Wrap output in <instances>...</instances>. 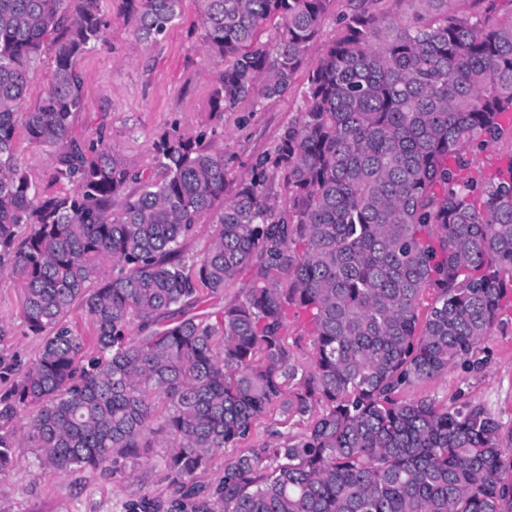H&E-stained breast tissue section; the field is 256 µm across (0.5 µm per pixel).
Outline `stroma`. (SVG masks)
<instances>
[{
    "label": "stroma",
    "mask_w": 512,
    "mask_h": 512,
    "mask_svg": "<svg viewBox=\"0 0 512 512\" xmlns=\"http://www.w3.org/2000/svg\"><path fill=\"white\" fill-rule=\"evenodd\" d=\"M105 21V40L77 62L84 77L85 107L75 114L73 127L81 138L105 131L127 164L146 172L155 168L152 144L156 136L178 123L189 136L223 123L224 135L215 145L228 161V184L248 177L255 159L273 149L284 128L295 122L303 107L306 71H299L288 95L263 103L258 111L242 106L216 120L212 113L214 76L224 67L222 58L204 45L198 0H182L181 13L158 42L137 41L124 0H99ZM501 137L479 150H466L463 175L488 179L512 160V120L503 119ZM18 151L29 177L45 193H69L55 183L45 149L18 135ZM23 294L9 277H0V325L9 335L0 351L17 371L27 370L38 358L41 339L27 328ZM501 323L480 343L483 368L460 365L434 379L407 387L402 399H433L451 406L469 400L485 407L512 429V294L500 313ZM157 454L142 458L134 474L98 470L49 475L30 449L19 451L14 469L0 476V512H133L142 498L167 499Z\"/></svg>",
    "instance_id": "obj_1"
}]
</instances>
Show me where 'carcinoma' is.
I'll return each mask as SVG.
<instances>
[{
  "instance_id": "1",
  "label": "carcinoma",
  "mask_w": 512,
  "mask_h": 512,
  "mask_svg": "<svg viewBox=\"0 0 512 512\" xmlns=\"http://www.w3.org/2000/svg\"><path fill=\"white\" fill-rule=\"evenodd\" d=\"M332 2L201 0L206 46L224 59L214 112L282 97L309 67L298 121L226 199L228 162L205 142L215 128L165 130L157 178L104 137L73 136L76 62L104 42L99 0H0V276L18 282L24 322L43 336L0 395L1 476L19 448L8 425L29 411L24 442L50 475L124 471L165 448L176 512H512V431L477 404L398 398L479 364L512 289V163L487 183L456 174L461 152L497 139L512 112V22L357 8L310 63ZM180 4L126 0L135 38L159 41ZM271 20L274 41H259ZM49 46L51 84L24 112ZM20 120L52 180L75 192L50 197L29 177ZM269 171L282 205L269 200ZM205 216L214 237L190 259L185 241ZM244 272L242 296L202 311L200 289L222 299ZM77 303L96 332L83 364V340L63 324ZM291 307L310 315L314 362L287 391ZM274 407L310 419L300 439L224 457L213 489L195 481Z\"/></svg>"
}]
</instances>
